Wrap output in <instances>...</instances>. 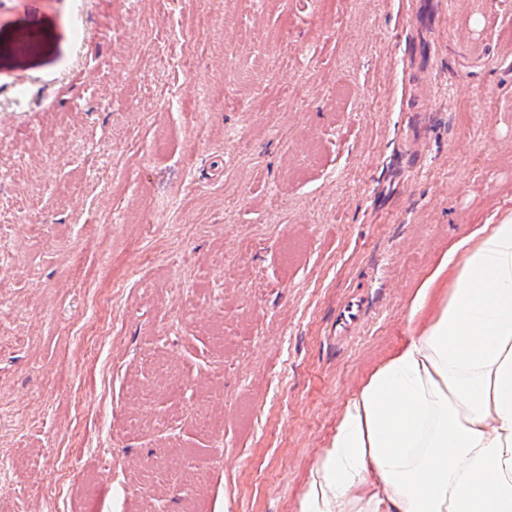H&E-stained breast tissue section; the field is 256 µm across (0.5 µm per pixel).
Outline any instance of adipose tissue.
<instances>
[{
	"label": "adipose tissue",
	"instance_id": "1",
	"mask_svg": "<svg viewBox=\"0 0 512 512\" xmlns=\"http://www.w3.org/2000/svg\"><path fill=\"white\" fill-rule=\"evenodd\" d=\"M409 321L346 403L299 512H512L511 212L442 255Z\"/></svg>",
	"mask_w": 512,
	"mask_h": 512
}]
</instances>
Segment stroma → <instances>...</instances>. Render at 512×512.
<instances>
[{"instance_id":"1","label":"stroma","mask_w":512,"mask_h":512,"mask_svg":"<svg viewBox=\"0 0 512 512\" xmlns=\"http://www.w3.org/2000/svg\"><path fill=\"white\" fill-rule=\"evenodd\" d=\"M508 211L512 0H0V512H298Z\"/></svg>"}]
</instances>
